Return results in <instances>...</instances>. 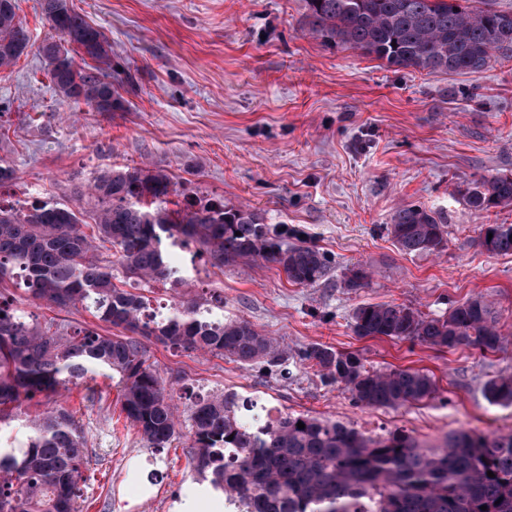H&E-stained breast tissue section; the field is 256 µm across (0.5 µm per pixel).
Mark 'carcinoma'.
I'll return each mask as SVG.
<instances>
[{"mask_svg": "<svg viewBox=\"0 0 512 512\" xmlns=\"http://www.w3.org/2000/svg\"><path fill=\"white\" fill-rule=\"evenodd\" d=\"M306 31L322 44L348 46L398 69L478 73L496 53L512 58V10L470 0H305ZM53 35L37 47L59 98L90 112H118L119 93L133 85L112 79V46L70 0H39ZM32 47L16 0H0V70ZM85 207L48 202L0 205V284L12 281L29 300L60 311L83 305L120 336L65 320L40 322L0 291V429L30 428L25 439L0 447V512H83L88 450L75 414L57 396L68 384L107 375L116 380L120 412L147 447H170L180 425L174 391L149 362L144 341L175 351H197L287 373L285 352L244 319H224V300L177 297L167 314L149 312L142 293L119 288L117 275L137 286L154 283L174 292L187 270L171 249L233 266L261 258L280 266L289 281L312 286L330 265L313 245L292 244L298 230L271 226L251 210L188 201L168 207L171 178L147 167L106 168L90 183ZM475 212L512 205V173L460 190ZM93 220L92 234L81 219ZM444 216L402 206L389 233L407 254L445 247ZM478 245L512 255V224H485ZM360 338L410 341L430 348L502 350L506 335L491 306L469 298L443 316L381 303L358 307L351 322ZM330 384L362 407L399 408L435 398L433 377L421 370H375L353 353L320 344L301 352ZM492 404L512 407V374L487 381ZM48 408L32 417L23 404ZM258 401L235 392L197 396L187 406L190 456L198 481L224 494L237 512H512V433L454 431L426 445L402 429L368 435L354 427L303 414L278 412L248 424ZM303 423L300 429L297 423ZM493 472L490 477L487 472ZM487 510H482V507Z\"/></svg>", "mask_w": 512, "mask_h": 512, "instance_id": "obj_1", "label": "carcinoma"}]
</instances>
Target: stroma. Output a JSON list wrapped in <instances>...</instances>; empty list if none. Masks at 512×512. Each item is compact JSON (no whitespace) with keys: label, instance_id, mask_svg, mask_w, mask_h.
I'll return each instance as SVG.
<instances>
[{"label":"stroma","instance_id":"obj_1","mask_svg":"<svg viewBox=\"0 0 512 512\" xmlns=\"http://www.w3.org/2000/svg\"><path fill=\"white\" fill-rule=\"evenodd\" d=\"M102 27L112 66L132 73L120 112H82L58 100L35 46L49 37L38 0H17L32 49L0 70V157L16 169L0 202L78 208L76 183L95 171L148 165L168 174L172 202L191 194L302 230L331 260L314 286L290 283L262 260L192 266L184 298L214 294L224 316L245 319L288 355L281 377L218 356L146 347L175 391H231L292 414L332 419L375 435L402 428L426 444L452 431L512 432V407L491 404L485 382L512 372V341L480 356L388 339L360 338L350 323L363 304L393 303L440 316L481 296L512 338V255L477 244L485 224H512V207L469 208L457 188L512 171V60L492 56L476 74L396 69L360 51L329 48L302 27L305 0H71ZM443 213L446 247L407 255L387 230L396 209ZM371 273L348 290L349 270ZM321 344L373 369L411 368L435 380L436 398L397 410L365 408L298 354ZM62 391L89 448L87 512H172L196 482L180 429L169 448L141 441L120 413L112 379Z\"/></svg>","mask_w":512,"mask_h":512}]
</instances>
